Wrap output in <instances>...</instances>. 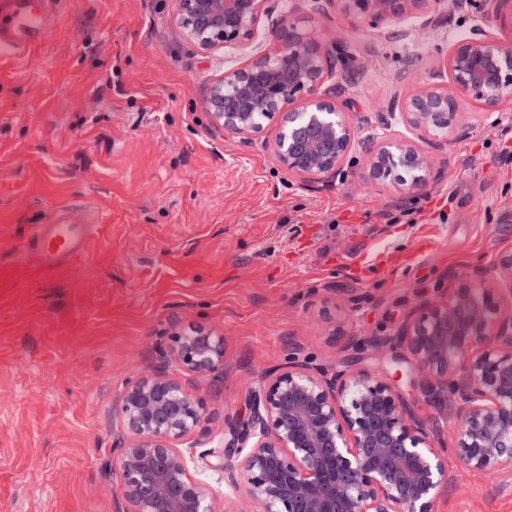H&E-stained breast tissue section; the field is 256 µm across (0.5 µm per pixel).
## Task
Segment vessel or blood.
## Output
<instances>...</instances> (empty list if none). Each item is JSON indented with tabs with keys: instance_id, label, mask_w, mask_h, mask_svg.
Returning a JSON list of instances; mask_svg holds the SVG:
<instances>
[{
	"instance_id": "1",
	"label": "vessel or blood",
	"mask_w": 512,
	"mask_h": 512,
	"mask_svg": "<svg viewBox=\"0 0 512 512\" xmlns=\"http://www.w3.org/2000/svg\"><path fill=\"white\" fill-rule=\"evenodd\" d=\"M52 0H0V60L22 57L39 42L51 18ZM91 237L84 224L56 217L37 225L19 251L21 261L56 268L71 256L87 251Z\"/></svg>"
}]
</instances>
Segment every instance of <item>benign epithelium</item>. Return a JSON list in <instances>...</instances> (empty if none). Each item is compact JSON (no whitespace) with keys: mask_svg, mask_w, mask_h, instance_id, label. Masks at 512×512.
<instances>
[{"mask_svg":"<svg viewBox=\"0 0 512 512\" xmlns=\"http://www.w3.org/2000/svg\"><path fill=\"white\" fill-rule=\"evenodd\" d=\"M270 0H178L175 24L202 54L250 46L263 19L273 39L244 64L224 69L204 102L224 133L248 142L277 120L281 165L310 185L343 174L355 149L370 178L410 192L426 184L429 163L410 140H356L338 76L345 59L288 14L272 18ZM346 17L373 27L421 19L447 0H331ZM456 43L438 84L417 88L380 115L447 138L468 97L492 110L512 99V45L492 32ZM498 276L512 280V249L498 253ZM404 348L405 371L374 375L346 359L341 368L291 361L264 376L249 416L224 428L222 446L197 456L185 440L201 419L200 404L166 373V359L129 382L118 423L129 437L113 461L119 484L115 512H236L241 497L255 512H436L448 483L445 449L434 443L442 420L416 417L399 382L433 408L452 409V451L479 475L512 474V304L469 277L418 305L399 331L375 342ZM175 358L203 375L224 363V337L193 331L177 337ZM224 484L198 476L196 458Z\"/></svg>","mask_w":512,"mask_h":512,"instance_id":"1","label":"benign epithelium"}]
</instances>
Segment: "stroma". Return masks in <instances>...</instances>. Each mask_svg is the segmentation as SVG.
Wrapping results in <instances>:
<instances>
[{"label":"stroma","mask_w":512,"mask_h":512,"mask_svg":"<svg viewBox=\"0 0 512 512\" xmlns=\"http://www.w3.org/2000/svg\"><path fill=\"white\" fill-rule=\"evenodd\" d=\"M499 0H449L422 37L414 18L371 28L330 0H272L343 50L357 139L405 138L428 157L421 189L372 183L361 151L342 176L303 185L278 161L275 126L250 144L204 105L208 83L269 42L202 55L174 24L177 0H57L40 43L0 61V512H113L112 421L126 383L175 335L224 338V363L192 382V438L246 420L261 377L294 356L392 368L372 338L468 276L512 298L493 261L512 248V104L463 102L447 138L377 113L433 81L458 33ZM95 221L90 249L43 269L17 260L61 211ZM437 512H512V480L448 459Z\"/></svg>","instance_id":"obj_1"}]
</instances>
